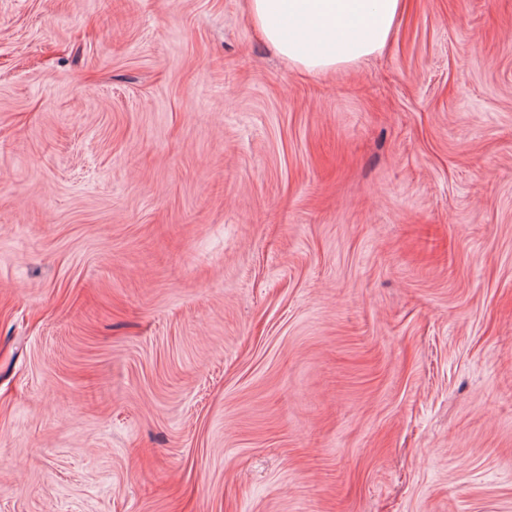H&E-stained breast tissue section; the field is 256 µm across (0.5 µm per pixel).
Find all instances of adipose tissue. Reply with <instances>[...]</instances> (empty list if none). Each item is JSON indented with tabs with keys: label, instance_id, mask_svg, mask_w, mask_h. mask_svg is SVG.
I'll list each match as a JSON object with an SVG mask.
<instances>
[{
	"label": "adipose tissue",
	"instance_id": "1",
	"mask_svg": "<svg viewBox=\"0 0 512 512\" xmlns=\"http://www.w3.org/2000/svg\"><path fill=\"white\" fill-rule=\"evenodd\" d=\"M403 7L404 0H248L257 32L309 75L383 52Z\"/></svg>",
	"mask_w": 512,
	"mask_h": 512
}]
</instances>
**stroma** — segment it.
<instances>
[{
  "label": "stroma",
  "instance_id": "35a3bbf8",
  "mask_svg": "<svg viewBox=\"0 0 512 512\" xmlns=\"http://www.w3.org/2000/svg\"><path fill=\"white\" fill-rule=\"evenodd\" d=\"M407 4L0 0V512H512V0ZM403 7L404 0H248L257 32L309 75L383 52Z\"/></svg>",
  "mask_w": 512,
  "mask_h": 512
}]
</instances>
